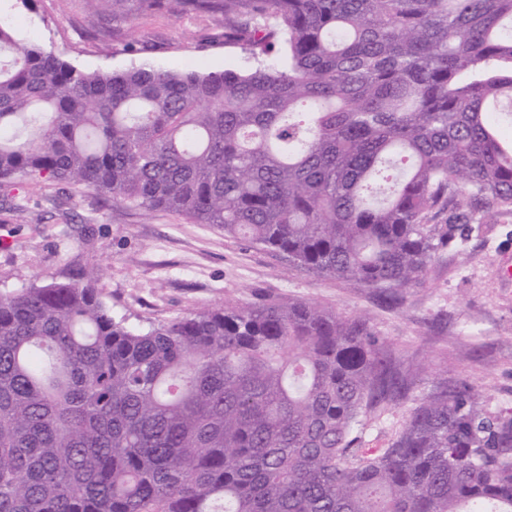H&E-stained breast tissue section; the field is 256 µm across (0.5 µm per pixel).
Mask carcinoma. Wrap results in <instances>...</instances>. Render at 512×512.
Returning a JSON list of instances; mask_svg holds the SVG:
<instances>
[{
	"label": "carcinoma",
	"instance_id": "obj_1",
	"mask_svg": "<svg viewBox=\"0 0 512 512\" xmlns=\"http://www.w3.org/2000/svg\"><path fill=\"white\" fill-rule=\"evenodd\" d=\"M138 2L224 16L253 67L88 73L0 21L1 190L82 186L390 301L512 213V0ZM404 395L363 317L132 325L94 270L52 276L0 292V512H512V412L459 382L361 447Z\"/></svg>",
	"mask_w": 512,
	"mask_h": 512
}]
</instances>
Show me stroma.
Here are the masks:
<instances>
[{"instance_id": "stroma-1", "label": "stroma", "mask_w": 512, "mask_h": 512, "mask_svg": "<svg viewBox=\"0 0 512 512\" xmlns=\"http://www.w3.org/2000/svg\"><path fill=\"white\" fill-rule=\"evenodd\" d=\"M21 42L53 51L87 72L155 68L199 73L248 70L243 52L224 45V18L147 10L91 14L86 0H0ZM474 232L438 250L419 284L387 301L355 282L318 276L286 255L226 236L165 211L107 202L98 192L26 182L0 203V290L50 276L97 269L114 317L167 321L207 308L298 300L351 318L367 316L395 370L404 399L377 412L362 435L382 448L408 411L444 385H475L490 412L512 410V213L494 223L475 215Z\"/></svg>"}]
</instances>
